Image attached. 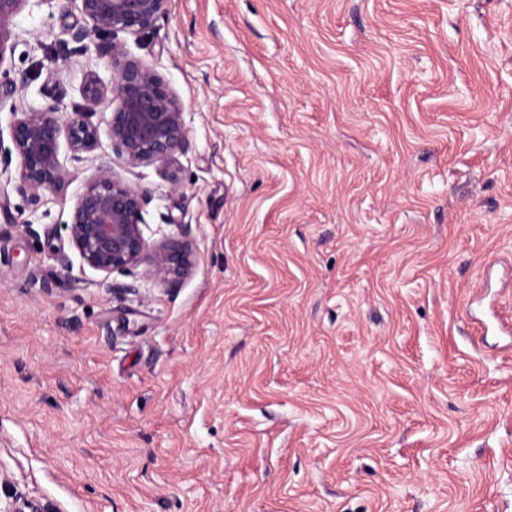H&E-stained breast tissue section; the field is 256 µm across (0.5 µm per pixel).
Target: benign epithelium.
Segmentation results:
<instances>
[{
	"instance_id": "obj_1",
	"label": "benign epithelium",
	"mask_w": 512,
	"mask_h": 512,
	"mask_svg": "<svg viewBox=\"0 0 512 512\" xmlns=\"http://www.w3.org/2000/svg\"><path fill=\"white\" fill-rule=\"evenodd\" d=\"M28 0H0V66L12 31L10 20ZM84 24L67 30L63 48L74 43L85 50L96 44L111 70L110 81L97 72L84 75L85 112L63 118L57 102L38 110L13 109L12 148L4 167L18 160V189L37 203L46 191H59L75 177L61 159L66 141L70 160L88 164L91 173L76 196L69 240L82 264L109 279L113 273L133 274L169 286L188 276L194 266L190 225H178L180 237L164 236L149 243L143 233L144 213L151 201L146 189L131 186L116 167L159 162L168 165L191 149L184 108L176 94L153 69L129 57L118 34L141 36L157 29L168 0H77ZM108 101L113 105L106 127L93 123L89 110ZM110 151L99 152L101 138Z\"/></svg>"
}]
</instances>
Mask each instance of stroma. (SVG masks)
<instances>
[{
  "instance_id": "obj_1",
  "label": "stroma",
  "mask_w": 512,
  "mask_h": 512,
  "mask_svg": "<svg viewBox=\"0 0 512 512\" xmlns=\"http://www.w3.org/2000/svg\"><path fill=\"white\" fill-rule=\"evenodd\" d=\"M72 0L0 105L83 110ZM128 53L185 110L169 287L82 265L86 177L0 209V501L57 512H512V0H168ZM136 283L135 294L113 284Z\"/></svg>"
}]
</instances>
